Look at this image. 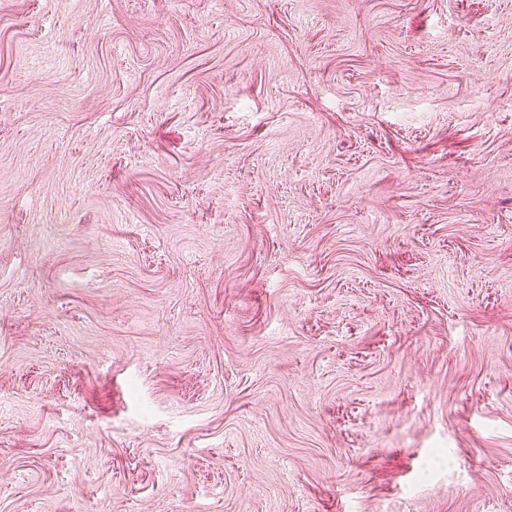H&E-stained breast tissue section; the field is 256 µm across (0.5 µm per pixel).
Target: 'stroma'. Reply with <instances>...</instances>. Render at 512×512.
Here are the masks:
<instances>
[{"mask_svg":"<svg viewBox=\"0 0 512 512\" xmlns=\"http://www.w3.org/2000/svg\"><path fill=\"white\" fill-rule=\"evenodd\" d=\"M0 512H512V0H0Z\"/></svg>","mask_w":512,"mask_h":512,"instance_id":"stroma-1","label":"stroma"}]
</instances>
